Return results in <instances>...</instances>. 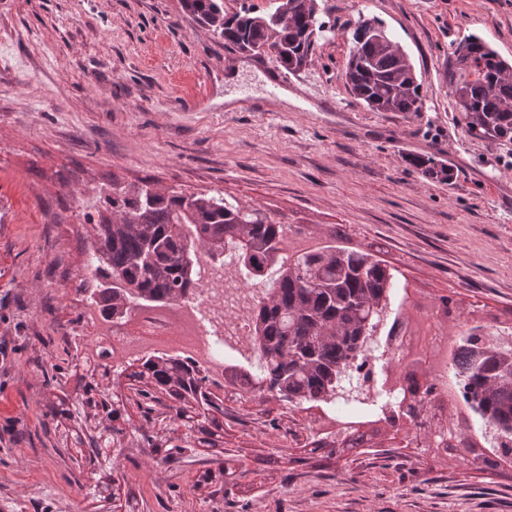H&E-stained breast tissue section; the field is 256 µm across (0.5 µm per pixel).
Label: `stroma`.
<instances>
[{"label": "stroma", "mask_w": 512, "mask_h": 512, "mask_svg": "<svg viewBox=\"0 0 512 512\" xmlns=\"http://www.w3.org/2000/svg\"><path fill=\"white\" fill-rule=\"evenodd\" d=\"M318 3L330 27L289 73L226 48L181 0H0V512H512V480L384 434L360 455L313 450L336 430L331 407L244 401L231 386L217 447L167 460L170 428L132 402L123 360L100 388L125 400L126 432L108 456L90 446L85 216L115 183L219 190L285 224L344 225L404 272L408 316L460 300L461 320L441 323L451 335L512 315V140L470 139L449 94L467 35L512 64V0ZM362 15L409 55L421 111L372 112L347 88ZM276 86L295 104L270 100Z\"/></svg>", "instance_id": "35a3bbf8"}]
</instances>
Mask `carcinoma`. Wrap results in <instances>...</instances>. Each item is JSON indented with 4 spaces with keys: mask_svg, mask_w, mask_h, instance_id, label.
I'll list each match as a JSON object with an SVG mask.
<instances>
[{
    "mask_svg": "<svg viewBox=\"0 0 512 512\" xmlns=\"http://www.w3.org/2000/svg\"><path fill=\"white\" fill-rule=\"evenodd\" d=\"M317 0H277L273 12L252 14L248 8L224 15V0H181L183 11L224 45L242 53L276 50L290 73L311 62L318 33L326 22L318 17ZM376 19H360L344 80L353 96L373 112H419L421 84L409 56L394 39L380 41L372 33ZM459 78L451 94L457 120L468 136L487 141L512 134V65L480 37L471 34L456 48ZM415 165L433 178L448 179V168L432 157H414ZM111 216L99 214L97 265L91 271L96 288L92 304L124 328L141 309L179 304L197 280V253L213 258L231 251L239 270L252 284L265 288L254 311L251 340L264 363L258 374L239 366L224 367V383L241 397L263 403L271 397L290 403H333L342 391L348 369L366 349L367 337L378 332L382 315L392 313L387 335L413 336L398 299L408 298L403 272L378 255L371 245L353 244L346 228L332 226L311 241L304 224H283L251 204H233L224 194L161 191L146 183L134 190L115 189L103 198ZM436 314L459 318L458 301L442 295ZM448 342V372L442 384L434 378L428 355L409 346L399 353L404 369L384 371L380 389L388 400L377 404L376 420H338L336 444L364 448L373 425L384 423L397 433L411 423L423 431L429 447L446 454L473 456L478 470L509 478L512 469V347H480L465 354ZM130 377L145 382L136 389V404L171 399L165 417L188 422V432L172 429L165 447L181 450L189 431L208 433L205 423L224 414V400L210 387L205 370L187 358L152 354L137 359ZM85 404L106 413L92 445L98 451L115 443L123 428L121 413L106 399L85 398ZM453 408L456 420L442 423ZM492 430L490 447L482 445L474 416Z\"/></svg>",
    "mask_w": 512,
    "mask_h": 512,
    "instance_id": "carcinoma-1",
    "label": "carcinoma"
}]
</instances>
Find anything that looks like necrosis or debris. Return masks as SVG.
I'll use <instances>...</instances> for the list:
<instances>
[{"label":"necrosis or debris","mask_w":512,"mask_h":512,"mask_svg":"<svg viewBox=\"0 0 512 512\" xmlns=\"http://www.w3.org/2000/svg\"><path fill=\"white\" fill-rule=\"evenodd\" d=\"M197 270L199 286L188 301L154 308V315L169 325L165 334L107 333L104 341L117 353H166L192 359L218 382L224 379L225 355L258 360L249 334L260 288L247 283L234 264L219 267L205 253L198 256Z\"/></svg>","instance_id":"obj_1"}]
</instances>
